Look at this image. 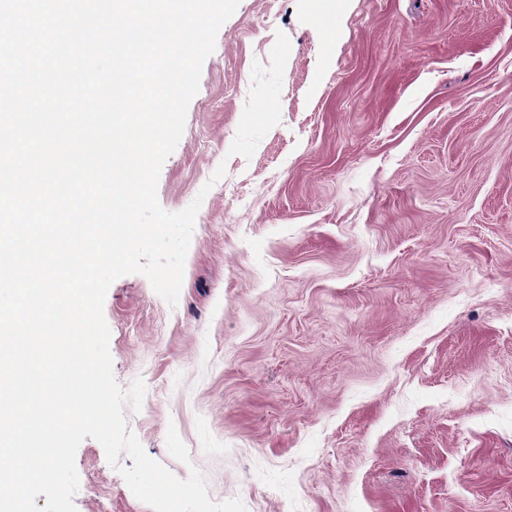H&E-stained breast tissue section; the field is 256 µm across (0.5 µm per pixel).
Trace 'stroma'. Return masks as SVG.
Here are the masks:
<instances>
[{
	"instance_id": "stroma-1",
	"label": "stroma",
	"mask_w": 512,
	"mask_h": 512,
	"mask_svg": "<svg viewBox=\"0 0 512 512\" xmlns=\"http://www.w3.org/2000/svg\"><path fill=\"white\" fill-rule=\"evenodd\" d=\"M281 121L230 155L277 33ZM221 180H214L218 166ZM177 305L104 301L147 455L246 512H512V0H239L157 185ZM76 512H152L88 438Z\"/></svg>"
}]
</instances>
